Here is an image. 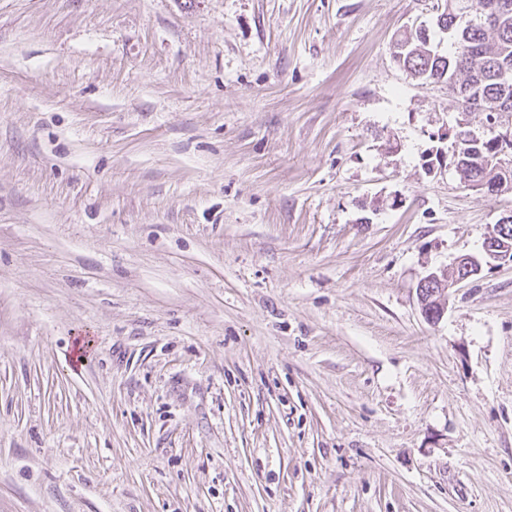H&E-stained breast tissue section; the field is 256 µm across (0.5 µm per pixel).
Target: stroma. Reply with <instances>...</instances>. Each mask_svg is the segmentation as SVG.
I'll return each mask as SVG.
<instances>
[{
	"label": "stroma",
	"instance_id": "obj_1",
	"mask_svg": "<svg viewBox=\"0 0 512 512\" xmlns=\"http://www.w3.org/2000/svg\"><path fill=\"white\" fill-rule=\"evenodd\" d=\"M437 3L0 0V512H512V267L417 297L512 212L423 166ZM473 264L476 265L474 270ZM479 263L477 260L464 256L456 262V270H460V275L449 281L454 274V270L448 273V269H436L428 271L418 283V298L420 309L426 320L437 322L445 313L448 304L449 290L454 284L463 282L476 271Z\"/></svg>",
	"mask_w": 512,
	"mask_h": 512
}]
</instances>
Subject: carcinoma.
<instances>
[{"label": "carcinoma", "instance_id": "1", "mask_svg": "<svg viewBox=\"0 0 512 512\" xmlns=\"http://www.w3.org/2000/svg\"><path fill=\"white\" fill-rule=\"evenodd\" d=\"M493 1L507 9V16L501 24L491 27L479 21L470 26L461 24L456 21L460 0H443L436 19L448 30V49H442L430 31L412 27L396 40L393 57L422 83L446 84L457 104L471 101L470 111L479 112L484 106L489 118L512 117V88L502 89L497 80L502 67H512V0H469L477 11ZM462 133L460 129L453 134L459 143L454 161L461 181L490 196L512 189V156L508 158L509 174L495 172L485 159L500 153L497 142L491 138L468 144Z\"/></svg>", "mask_w": 512, "mask_h": 512}]
</instances>
